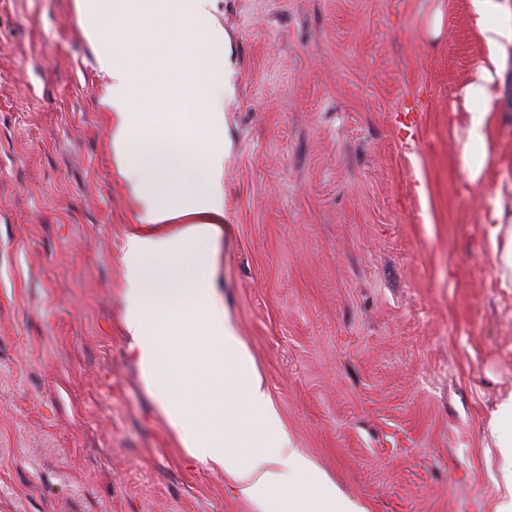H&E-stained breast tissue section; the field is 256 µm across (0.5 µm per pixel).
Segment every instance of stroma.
<instances>
[{
  "mask_svg": "<svg viewBox=\"0 0 512 512\" xmlns=\"http://www.w3.org/2000/svg\"><path fill=\"white\" fill-rule=\"evenodd\" d=\"M218 21L215 284L295 447L359 512H503L512 288L483 218L512 187V95L469 183L468 0H219ZM102 82L73 0H0V512H256L182 448L123 332L137 212ZM491 426L497 439V448H500L509 471L512 467V397L500 405L498 417Z\"/></svg>",
  "mask_w": 512,
  "mask_h": 512,
  "instance_id": "stroma-1",
  "label": "stroma"
}]
</instances>
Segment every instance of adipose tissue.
Segmentation results:
<instances>
[{"instance_id": "ef3b65f1", "label": "adipose tissue", "mask_w": 512, "mask_h": 512, "mask_svg": "<svg viewBox=\"0 0 512 512\" xmlns=\"http://www.w3.org/2000/svg\"><path fill=\"white\" fill-rule=\"evenodd\" d=\"M483 52L462 90V161L490 170L493 103L512 60V0H469ZM107 82L112 157L141 208L120 261L123 327L159 412L188 454L223 471L261 512H351L321 494L262 380L232 362L245 345L213 285L224 236V101L232 47L217 0H74ZM512 197L484 217L502 287L512 286Z\"/></svg>"}]
</instances>
